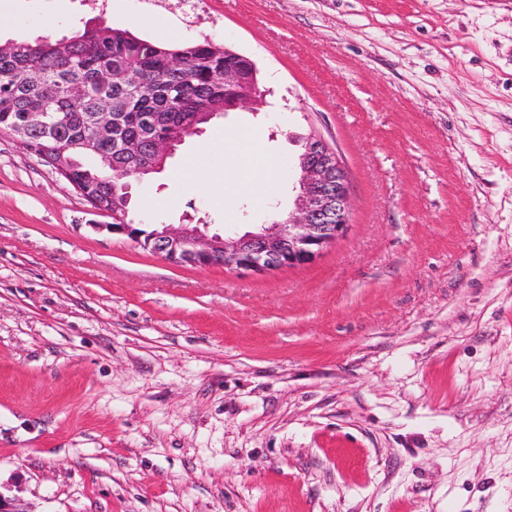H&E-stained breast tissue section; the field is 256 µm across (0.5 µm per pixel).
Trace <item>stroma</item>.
Listing matches in <instances>:
<instances>
[{
    "instance_id": "35a3bbf8",
    "label": "stroma",
    "mask_w": 512,
    "mask_h": 512,
    "mask_svg": "<svg viewBox=\"0 0 512 512\" xmlns=\"http://www.w3.org/2000/svg\"><path fill=\"white\" fill-rule=\"evenodd\" d=\"M0 44L210 38L256 111L133 181L130 217L259 224L248 152L316 131L347 234L266 275L174 266L0 132V483L29 512H512V0H5Z\"/></svg>"
}]
</instances>
